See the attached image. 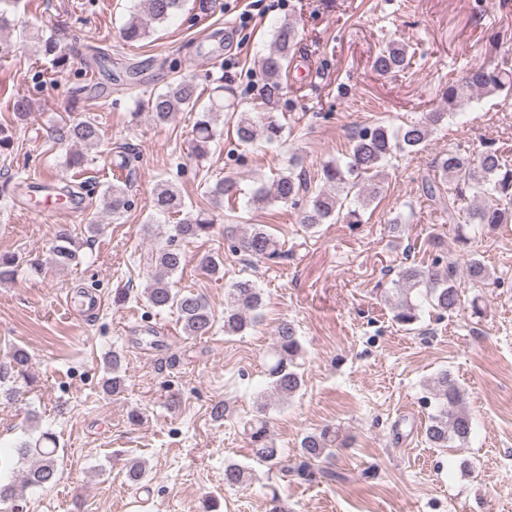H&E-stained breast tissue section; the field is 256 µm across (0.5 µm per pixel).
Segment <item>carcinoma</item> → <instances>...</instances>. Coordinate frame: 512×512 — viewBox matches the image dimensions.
Segmentation results:
<instances>
[{
  "instance_id": "obj_1",
  "label": "carcinoma",
  "mask_w": 512,
  "mask_h": 512,
  "mask_svg": "<svg viewBox=\"0 0 512 512\" xmlns=\"http://www.w3.org/2000/svg\"><path fill=\"white\" fill-rule=\"evenodd\" d=\"M183 0H138L122 28V38L128 44L138 43L149 37L150 24L163 23L173 17L182 7ZM41 55L48 59L56 72L71 66L70 57L60 49L58 39L50 35L36 36ZM297 29L291 20H285L275 30L272 49L261 61L265 76L261 101L243 111H236L237 104H219L197 113L194 124V152L199 158L210 152L211 143L217 136V121L224 108L233 109L236 117L235 133L238 142L249 145L259 138L268 143L281 141L285 125L274 119L268 111L283 91V73L286 71L288 55L296 44ZM406 48L396 42L388 43L376 54L372 69L385 76L404 71L409 65ZM198 86L192 79H179L167 86L166 90L152 97L150 112L158 124L169 122L178 112L191 111L197 107ZM511 93L512 71L475 66L462 79L451 82L443 93L441 103L423 117L397 129L380 123L367 124L356 130L351 138L348 160L344 163L328 161L317 171V186L307 176L298 162L290 160L288 168L277 173L268 186H261L251 193L250 203L262 209L272 203L300 210L301 223L316 227L337 220L343 205L341 194L356 192L362 197V204L368 205L381 192L380 169L383 163L397 152L418 150L433 129L444 124L477 93ZM53 143L81 144L93 147L100 138L99 122L95 118L59 119L49 129ZM434 172L441 178L424 179L427 200L435 205L440 216L447 217L453 226L455 241L466 244L471 236L492 229L512 220V212L502 207L501 201L512 198V166L502 162L498 150L487 145L473 154L465 150H451L441 155L434 165ZM210 203L215 208L224 206L240 194L238 181L231 177L217 180L207 187ZM107 207L118 214L128 204L125 188L113 184L104 191ZM155 214L164 216L180 214L185 209L181 194L170 184L159 185L153 196ZM214 218L210 212L199 211L175 225V237L198 239L213 227ZM229 248L250 259L277 263L286 257V251L264 225H253L238 232L230 227L226 232ZM79 246L75 237L64 233L55 237L49 250L47 264L66 267L79 263ZM156 274L145 288L146 299L155 309H174L178 313L186 335L207 336L213 324V313L199 295L184 293L173 287L170 276L178 272L184 263L180 249L167 246L151 255ZM27 267L31 274L42 273V265L24 263L11 252H0V283L13 281L21 267ZM467 277L477 285L489 279L486 265L477 258H470L466 266ZM457 266L448 254L435 249L434 257L427 265L406 264L400 267L396 288L393 320L406 328L420 320V306L413 301L424 297L429 307L442 317L462 307V299L456 282ZM263 306L261 289L250 279L233 282L224 296V334L235 336L253 327L260 318ZM301 344L293 323H279L274 343L268 352L266 377L272 396L286 402L302 389L303 373L299 372L297 358ZM111 377L104 382L106 392L115 395L125 389V380L120 371V358L112 355ZM35 382L31 372V356L20 346L13 347L9 361L0 362V397L11 399L19 387H28ZM428 396L425 405L431 409L425 427V440L433 448H461L471 434V417L466 408L465 395L451 372L442 370L427 381ZM268 399L262 396L255 403L254 415L247 422V435L254 457L269 468L285 467L283 453L274 446L269 433L267 411ZM342 445L339 431L327 426L318 433L304 436L300 441L299 464L293 473L309 476L310 470L321 459L331 455L332 449ZM19 456L32 463L20 477V486H0V503L12 504L20 498V492L30 488H44L57 482V443L55 436L44 432L33 441H27L17 448ZM317 469V468H315ZM317 473L325 470L318 468ZM146 475L145 464L134 459L128 463L127 481L136 486ZM253 479V471L237 463L224 467V485L240 487Z\"/></svg>"
}]
</instances>
